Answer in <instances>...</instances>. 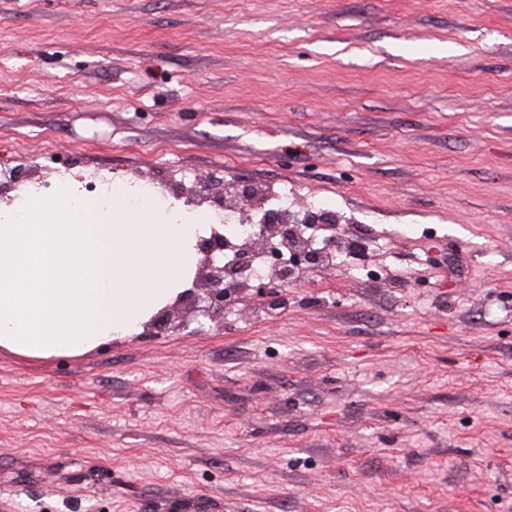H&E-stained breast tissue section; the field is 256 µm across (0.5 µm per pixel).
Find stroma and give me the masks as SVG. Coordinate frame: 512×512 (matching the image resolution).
<instances>
[{"label":"stroma","instance_id":"1","mask_svg":"<svg viewBox=\"0 0 512 512\" xmlns=\"http://www.w3.org/2000/svg\"><path fill=\"white\" fill-rule=\"evenodd\" d=\"M107 173L365 249L197 335L0 348V512H512V0H0V182Z\"/></svg>","mask_w":512,"mask_h":512}]
</instances>
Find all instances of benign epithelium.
<instances>
[{"instance_id":"benign-epithelium-1","label":"benign epithelium","mask_w":512,"mask_h":512,"mask_svg":"<svg viewBox=\"0 0 512 512\" xmlns=\"http://www.w3.org/2000/svg\"><path fill=\"white\" fill-rule=\"evenodd\" d=\"M176 200L186 206L197 207L208 204L218 210H229L238 214L240 224H259L256 234L246 239L237 251L257 253L266 241L275 238L282 246L294 253L298 264L294 268H273L264 277L252 280L244 272L224 264V259L215 258V252H224V235L215 232L208 238L198 239L195 249L199 259L191 287L179 293L172 303L160 309L142 324L143 332H149L163 323L186 330L198 324L195 332L202 331L201 320H216L224 310L238 301L244 289H252L255 297L272 309L278 308L282 299L277 291L283 279L295 276L297 269L317 267L322 264L324 251L312 247L310 241L299 231L300 224H334L336 214L318 213L307 207L298 210H271L266 208L263 193L248 186L224 188L216 192L205 183L174 190Z\"/></svg>"}]
</instances>
